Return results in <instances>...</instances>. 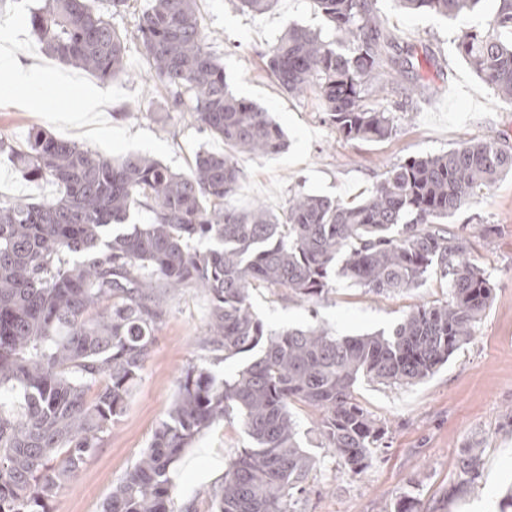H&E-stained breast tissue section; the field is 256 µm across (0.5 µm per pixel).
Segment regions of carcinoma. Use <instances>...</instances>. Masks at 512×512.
<instances>
[{
  "mask_svg": "<svg viewBox=\"0 0 512 512\" xmlns=\"http://www.w3.org/2000/svg\"><path fill=\"white\" fill-rule=\"evenodd\" d=\"M42 0L29 24L56 60L112 81L126 74L127 36L112 16L130 0ZM333 31L294 26L263 54L278 86L313 92L346 140L392 136L393 111L378 79L397 66L392 37L372 0H312ZM411 11L464 17L484 0H398ZM486 28L458 37L457 54L483 87L512 103V0ZM145 74L199 131L242 152L276 154L286 142L268 113L237 97L206 50L197 0H151L135 25ZM18 167L50 178L47 201L0 200V512H47L123 414L166 314L171 291L209 297L205 347L224 359L260 350L230 377L206 365L180 380L148 449L112 489L103 512H172L169 472L203 430L236 416L250 438L214 492L216 512H294L316 460L301 447L292 407L321 411L324 447L358 473L386 430L359 405V381L406 386L429 378L473 336L493 298L470 241L436 227L512 173V148L467 141L386 172L358 202L300 194L278 218L238 210L240 171L200 152L185 173L147 157L108 159L39 129ZM147 221H133L138 206ZM195 240L211 246L201 251ZM450 298L409 313L391 329L338 336L321 325L273 330L252 312L254 288L322 298L339 276L376 295L416 288L431 271ZM462 469L479 476L480 451Z\"/></svg>",
  "mask_w": 512,
  "mask_h": 512,
  "instance_id": "cac0c4a2",
  "label": "carcinoma"
}]
</instances>
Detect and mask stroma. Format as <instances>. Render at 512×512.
Instances as JSON below:
<instances>
[{"mask_svg":"<svg viewBox=\"0 0 512 512\" xmlns=\"http://www.w3.org/2000/svg\"><path fill=\"white\" fill-rule=\"evenodd\" d=\"M395 50L418 59L417 68L397 75L399 87L418 85L402 98L393 135L382 141L346 140L336 133L315 94L283 92L268 75L262 52L293 25L326 29L311 0H276L255 16L238 0H198L199 21L208 51L223 65L226 81L241 98L269 113L284 132L286 149L277 155L233 152L240 171L235 205L244 211L263 206L280 216L298 192L346 202L362 198L386 171L411 157L442 153L465 141L504 139L512 143V105L483 88L456 53L462 30L485 25L493 4L461 19L429 12H407L396 0H373ZM22 0L0 14L4 44L40 69L56 70L28 23ZM125 77L100 80L86 71L65 69L63 84L18 85L10 64L0 63V199L40 201L60 195L49 179H30L18 169L15 154L30 134L46 129L56 137L117 158L149 156L175 171L188 170L200 151L224 152L222 140L198 131L189 117L173 112L168 95L144 78L141 47L130 43ZM103 88L107 99L93 129L83 130L68 116L83 90ZM449 232L469 239L471 257L489 277L493 300L470 341L426 380L408 386L360 382L359 404L386 430L370 467L352 474L322 445L320 413L296 408L303 447L317 464L295 512H396L404 498L419 512H500L512 487V175L498 180L489 194L447 221ZM448 281L431 274L417 288L379 296L337 280L315 302L289 297L286 290L255 288L252 310L271 329L322 325L340 336L389 329L417 308L441 303ZM168 313L125 412L113 422L76 478L51 502L50 512H102L105 499L148 448L165 419L181 376L205 362L219 376L231 375L239 360L213 359L200 340L209 320V299L185 288L167 300ZM249 438L231 417L202 432L170 471L174 512H211L214 490L237 449ZM482 451L481 476L467 483L459 465L463 449Z\"/></svg>","mask_w":512,"mask_h":512,"instance_id":"obj_1","label":"stroma"}]
</instances>
